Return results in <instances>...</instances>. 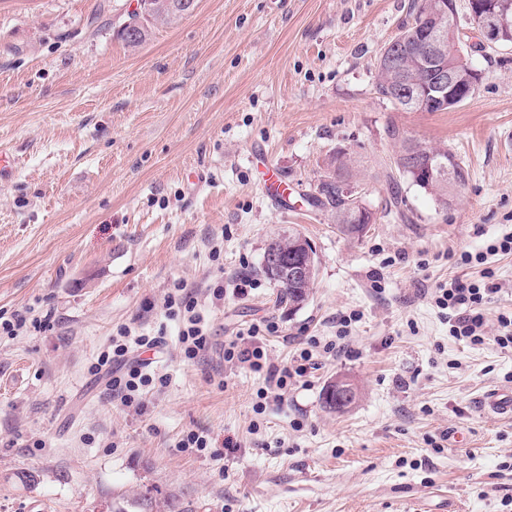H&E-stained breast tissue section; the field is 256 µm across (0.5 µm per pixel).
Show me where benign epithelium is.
Masks as SVG:
<instances>
[{
  "instance_id": "benign-epithelium-1",
  "label": "benign epithelium",
  "mask_w": 512,
  "mask_h": 512,
  "mask_svg": "<svg viewBox=\"0 0 512 512\" xmlns=\"http://www.w3.org/2000/svg\"><path fill=\"white\" fill-rule=\"evenodd\" d=\"M470 13L474 19L479 43L487 45L486 23L492 20L497 25H504L496 14L486 11L483 0H470ZM428 28L421 32L414 29L410 32H399L387 45L379 64L389 67L398 83V94L409 106L422 111L431 105L442 104L450 109L461 103L460 95L463 81L466 79L468 57L465 47L469 42L464 39V31L458 29L448 18V8L445 4L433 8L429 16ZM456 49V59L448 64L443 63L448 52V44ZM430 74L428 85L421 86L416 81L419 70ZM337 190L347 197L350 209L366 214L362 194L350 181L338 179L335 182ZM298 248L305 251L308 261L305 263L289 264L281 261L278 255L270 253L263 262L274 278L299 282L310 279L315 273V255L311 244L301 239ZM330 391L336 392V402L350 403L354 396V388L345 381L333 384Z\"/></svg>"
}]
</instances>
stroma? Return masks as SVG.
<instances>
[{
	"label": "stroma",
	"instance_id": "stroma-1",
	"mask_svg": "<svg viewBox=\"0 0 512 512\" xmlns=\"http://www.w3.org/2000/svg\"><path fill=\"white\" fill-rule=\"evenodd\" d=\"M134 3L0 0V153L15 160L0 179V315L51 318L0 335V512H141L146 496L153 512H512V418L479 408L487 390L512 393V352L459 343L435 303L489 269V319L512 313V254L457 263L512 233V42L472 52L467 102L406 112L377 94L375 65L408 0H197L131 49L115 30ZM390 124L468 168L448 207L403 181L406 218L387 210ZM340 147L376 215L359 239L305 200ZM270 165L288 209L266 194ZM291 233L318 259L294 308L261 271ZM238 277L251 288L211 306L207 289ZM178 279L211 318L200 360L162 308ZM131 323L162 335L142 357L167 378L139 415L91 373ZM253 327L278 367L312 336L340 350L262 399V374L224 361ZM339 380L359 392L341 411L324 402ZM191 431L205 450L177 449Z\"/></svg>",
	"mask_w": 512,
	"mask_h": 512
}]
</instances>
